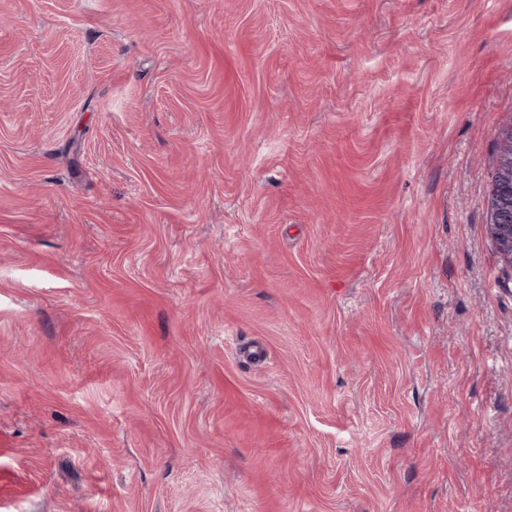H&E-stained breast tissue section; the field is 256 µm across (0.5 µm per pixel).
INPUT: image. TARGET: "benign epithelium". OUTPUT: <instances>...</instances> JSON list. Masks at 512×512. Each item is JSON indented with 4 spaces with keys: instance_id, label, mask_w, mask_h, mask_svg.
Masks as SVG:
<instances>
[{
    "instance_id": "benign-epithelium-1",
    "label": "benign epithelium",
    "mask_w": 512,
    "mask_h": 512,
    "mask_svg": "<svg viewBox=\"0 0 512 512\" xmlns=\"http://www.w3.org/2000/svg\"><path fill=\"white\" fill-rule=\"evenodd\" d=\"M497 160L503 181L501 198L489 200L487 224L498 252L512 267V123L499 132Z\"/></svg>"
}]
</instances>
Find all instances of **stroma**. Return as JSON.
Listing matches in <instances>:
<instances>
[{
    "instance_id": "obj_1",
    "label": "stroma",
    "mask_w": 512,
    "mask_h": 512,
    "mask_svg": "<svg viewBox=\"0 0 512 512\" xmlns=\"http://www.w3.org/2000/svg\"><path fill=\"white\" fill-rule=\"evenodd\" d=\"M511 122L512 0H0V512H512ZM498 139L497 160L503 184L501 198L489 200L487 224L498 252L512 266V123L501 128Z\"/></svg>"
}]
</instances>
